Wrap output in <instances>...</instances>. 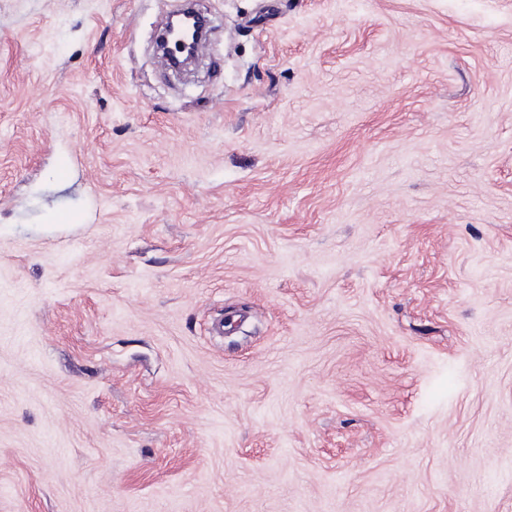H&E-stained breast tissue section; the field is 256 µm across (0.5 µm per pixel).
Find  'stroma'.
<instances>
[{
  "label": "stroma",
  "mask_w": 512,
  "mask_h": 512,
  "mask_svg": "<svg viewBox=\"0 0 512 512\" xmlns=\"http://www.w3.org/2000/svg\"><path fill=\"white\" fill-rule=\"evenodd\" d=\"M180 2L0 0V512H512V0ZM182 14H184V13H182ZM182 14H177L171 18V20L168 22V24L165 28L164 37H163L164 45L166 47L167 56L169 58V61L172 65V67L175 70H180L181 68L187 66L191 62L192 58L195 55V51H196L195 50L190 56L185 54L186 49H187V47H186L187 43H186L184 37L179 32H177L175 29L174 20L176 18H178L179 16H181ZM170 36H174L176 38L173 48L169 46V37ZM177 53H179V55Z\"/></svg>",
  "instance_id": "1"
}]
</instances>
